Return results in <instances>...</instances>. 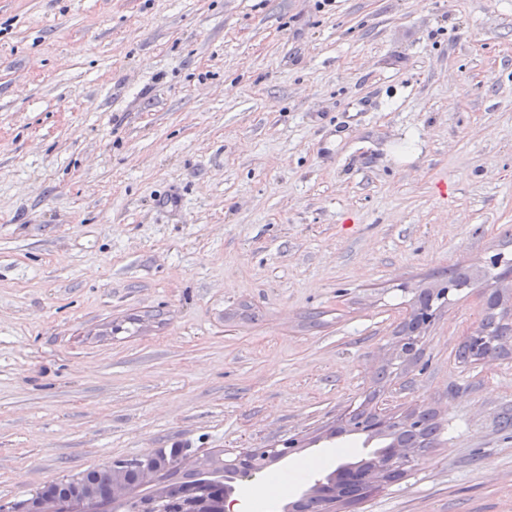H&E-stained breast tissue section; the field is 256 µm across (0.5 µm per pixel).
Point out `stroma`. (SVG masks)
Listing matches in <instances>:
<instances>
[{
  "mask_svg": "<svg viewBox=\"0 0 512 512\" xmlns=\"http://www.w3.org/2000/svg\"><path fill=\"white\" fill-rule=\"evenodd\" d=\"M512 0H0V501L157 449L287 448L281 512L433 410L335 512H512ZM418 361L394 331L454 266ZM486 309L487 314L484 319V327L487 332L484 335L483 326L479 325V328L468 335L467 341L471 342L478 336H483L479 342L466 344L460 352L459 357L464 361H468L469 358H485L497 352L501 348L498 342L504 337L512 334V321L508 322V314L503 307V301L501 294L498 291L491 292L486 298ZM377 414L375 409H361L354 414L349 422L350 429L341 428L338 432H345L344 434L359 432L365 434L366 439H376L381 444V446H377L381 449L376 453V456L339 466L328 476L325 483L316 487L311 496L288 502L284 506L283 512H321L324 503L342 498L343 489L341 488L339 472L343 467L371 469L377 460L384 463L391 460L394 448H398L396 456L408 457L405 448H428L437 441L441 424L437 421L435 413L431 411L419 412L414 421L409 424H404L411 420L408 415L396 416L381 413L376 419L379 428L403 424L400 427H393L385 431L373 430L372 423Z\"/></svg>",
  "mask_w": 512,
  "mask_h": 512,
  "instance_id": "35a3bbf8",
  "label": "stroma"
}]
</instances>
